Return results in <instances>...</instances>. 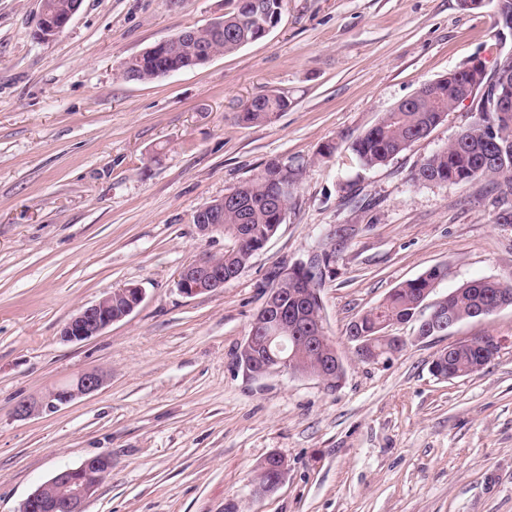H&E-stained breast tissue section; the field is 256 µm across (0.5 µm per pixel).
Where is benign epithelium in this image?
Masks as SVG:
<instances>
[{
	"mask_svg": "<svg viewBox=\"0 0 512 512\" xmlns=\"http://www.w3.org/2000/svg\"><path fill=\"white\" fill-rule=\"evenodd\" d=\"M82 0H74L64 12L41 0L35 38L42 43L54 41L64 31L76 13ZM497 24L512 33V0H497ZM508 66L499 68L495 78L484 84L483 91L491 93L492 104L498 112H512V90L509 89ZM224 262H217L208 257L200 258L181 269L177 280L180 292L188 297L215 291L224 287ZM277 289L269 290L264 304L265 324L276 328V332L268 336L249 335L244 341V348L250 356L245 362L244 373L258 379L272 372H289L296 374L294 369V354H284L285 345L278 340V333L288 323V314L278 307L276 300ZM118 298L126 300L122 312H112V295L108 294L94 303L79 308L63 324L60 336L67 342L84 341L103 332L113 323L129 316L142 302V290L136 286H125L118 290ZM416 319L421 328L429 332H442L456 325L450 314L438 307V303L430 305L428 313H419ZM317 335L306 336L304 341L310 346L317 345L325 348L327 358L326 368L329 373L322 374V379L329 378L331 373H341L345 365L334 344L326 337L318 335L320 326L314 327ZM348 341L353 349L364 351L370 347L373 355L367 358L369 362L379 360V351L373 348L375 342H380L396 352L403 347L404 340L390 332L389 326L382 325V330L376 339H366L364 336H350ZM103 374L97 370L85 371L79 374L69 384L46 394L38 403L23 402L16 407L15 415L25 419L43 410H55L77 398L92 394L103 385ZM112 464L108 455L102 454L88 458L77 466L59 470L48 481L40 485L21 504L19 512H85V506L97 493L102 469Z\"/></svg>",
	"mask_w": 512,
	"mask_h": 512,
	"instance_id": "1",
	"label": "benign epithelium"
}]
</instances>
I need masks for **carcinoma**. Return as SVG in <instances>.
<instances>
[{"mask_svg":"<svg viewBox=\"0 0 512 512\" xmlns=\"http://www.w3.org/2000/svg\"><path fill=\"white\" fill-rule=\"evenodd\" d=\"M240 0H227L224 11V31L201 29L196 45L171 46L163 52L148 48L125 62L120 77L128 81L152 82L169 70L180 72L200 66V55L212 50L218 55L230 54L258 40V29L270 22L279 8L278 0H258L260 10L249 24L242 21ZM483 79L469 77L466 71L447 79L436 95H419L397 105L381 120L358 136L351 150L364 168L381 166L426 137L448 113L463 100L473 95ZM288 109V98L281 94H264L244 105L241 122L246 125L268 122L277 112ZM487 179L501 209L496 220L512 224V210L505 208L512 197V112H497L477 101L474 120L443 149L424 159L413 174V181L434 184L465 185ZM291 180V172L279 162H268L253 181L233 189L238 200L224 203V222L220 232L231 241L224 249V272L243 270L252 257L262 250L260 242L269 241L284 223L281 215L288 211L290 196L282 191L284 182ZM336 249H322L318 264L309 266L298 281L280 282L277 271L267 277V285L277 289L280 305L288 316L302 323H314L321 317V288L323 270L334 261ZM447 269L437 265L414 279L394 288L379 306L365 312L359 329L366 336L378 333V327L387 322L412 319L420 305L429 298ZM503 288L512 289V279L504 281L477 279L443 296L442 303L460 319L474 317L481 306L495 300ZM282 335L289 337L288 347H296V369L304 377L320 376L324 365L322 351L305 343L302 328H288ZM493 361L488 344L477 337L469 344H461L440 358L442 371L464 377L474 374Z\"/></svg>","mask_w":512,"mask_h":512,"instance_id":"carcinoma-1","label":"carcinoma"}]
</instances>
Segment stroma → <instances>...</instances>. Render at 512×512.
<instances>
[{"label":"stroma","mask_w":512,"mask_h":512,"mask_svg":"<svg viewBox=\"0 0 512 512\" xmlns=\"http://www.w3.org/2000/svg\"><path fill=\"white\" fill-rule=\"evenodd\" d=\"M40 0H0V512L60 468L98 455L112 471L86 512H512V306L359 361L349 323L399 284L444 264L442 297L512 276V224L487 181L412 175L472 120L459 105L385 165L351 142L424 84L480 57L504 59L496 0H284L263 38L153 82L121 79L155 43L220 16L224 0H83L53 42L34 37ZM286 111L240 120L252 98ZM333 153H326V146ZM276 160L294 175L286 220L234 280L194 297L180 270L222 255L193 214ZM336 258L321 289L345 379L327 390L287 372L246 378L236 353L271 267L310 262L327 233ZM135 285L143 300L82 342L62 341L80 306ZM493 334L481 371L444 380L448 345ZM95 393L17 418L80 373ZM273 453L288 465L255 492ZM288 98L281 94H264L254 97L244 105L241 111V122L246 125L268 122L277 112L288 109Z\"/></svg>","instance_id":"1"}]
</instances>
